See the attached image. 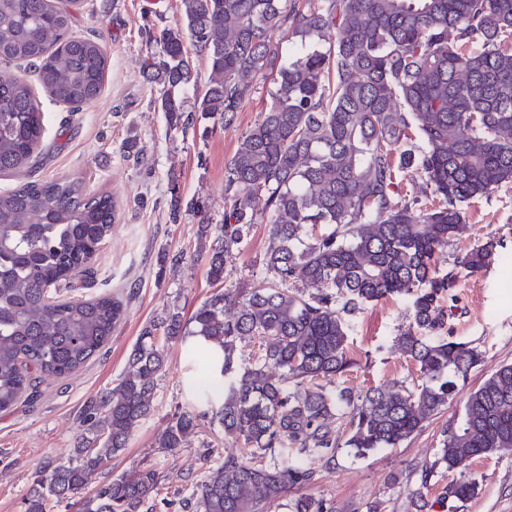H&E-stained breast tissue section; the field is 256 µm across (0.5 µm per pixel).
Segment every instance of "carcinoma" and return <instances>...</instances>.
<instances>
[{"label": "carcinoma", "instance_id": "obj_1", "mask_svg": "<svg viewBox=\"0 0 512 512\" xmlns=\"http://www.w3.org/2000/svg\"><path fill=\"white\" fill-rule=\"evenodd\" d=\"M182 18L153 39L147 69L160 76L170 128L194 117L181 91L191 81L190 37L206 52L211 80L195 111L233 123L248 78L272 74L270 105L241 139L224 172L228 205L207 254L211 282L247 239L268 224L261 290L226 289L188 320L168 311L145 327L118 383L89 400L79 419L82 447L49 460L24 498L25 512L74 500L80 512H153L158 474L136 467L88 486L123 450L152 410L164 364L158 335L185 343L187 363L224 388L190 381L192 406L158 438L181 448L206 418L250 449L195 486L188 512H266L330 466L339 448L366 457L411 437L448 405L482 354L441 336L451 291L497 256L486 243L439 252L468 231L466 207L512 183V0H181ZM73 14L51 0H0V62L33 70L41 88L70 112L96 100L108 58L103 45L72 31ZM288 26V48L273 33ZM46 116L29 80L0 74V173L22 174L44 150ZM426 181L439 206H419L401 188L404 173ZM117 202L79 179L27 183L0 195V412L33 402L48 378L80 369L112 338L123 304L109 295L62 299L112 237ZM388 296L408 301L416 332L397 337L422 383L402 381L362 394L333 387L348 371V339L364 307ZM450 305H444L445 301ZM258 355L245 363L237 343ZM348 418L342 435L336 421ZM512 448V364L472 391L460 423L422 471H457L442 500L467 501L479 483L472 461ZM288 512H335L300 496Z\"/></svg>", "mask_w": 512, "mask_h": 512}]
</instances>
